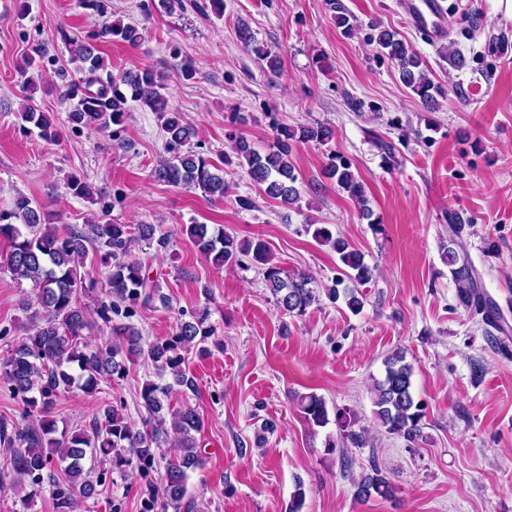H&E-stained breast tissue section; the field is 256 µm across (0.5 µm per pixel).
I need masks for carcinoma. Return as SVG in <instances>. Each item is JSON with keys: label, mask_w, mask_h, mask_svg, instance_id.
<instances>
[{"label": "carcinoma", "mask_w": 512, "mask_h": 512, "mask_svg": "<svg viewBox=\"0 0 512 512\" xmlns=\"http://www.w3.org/2000/svg\"><path fill=\"white\" fill-rule=\"evenodd\" d=\"M116 38L133 48L144 44L143 28L136 24L104 20L95 33L69 42L70 62L82 77L70 85L67 99L75 104L67 113L72 127H87L107 131L123 126L129 116L128 102H137L158 114L164 132L163 158L153 169L155 181L171 186H183L201 192L209 199H221L227 191L224 168L193 150L192 141L198 129L185 121L169 105L162 93L164 84L159 72L152 66L122 76L101 79L98 72L105 70L96 41ZM244 48L266 62L275 74L279 60L254 44L250 32L239 31ZM382 54L395 61L404 85L429 109L438 106L445 97V89L432 82L422 68V60L411 47L389 29L378 31L371 38ZM28 97L18 117L21 124H29L40 131L42 137H58L52 118L31 104ZM276 146L261 154L251 143L236 134L231 140L238 165L247 168L251 180L268 197L283 206L294 205L300 196L298 176L290 162L292 144L297 142L329 141L332 130L323 125L298 128L274 125ZM330 178L339 189L358 205L362 216H372L367 207L364 187L349 162L340 154L331 157L327 168ZM312 237L330 246L346 267L343 277L333 281L329 288L318 291L312 287L314 278L304 272L292 274L272 263L267 244L262 240H242L208 224H187L182 231L197 250L212 258L214 264L251 258L259 267L277 308L290 316H303L308 308L319 302L320 294L335 302L344 298L349 310L358 313L363 308L359 288L373 278V268L364 255L350 243L333 235L324 225H306ZM460 222L448 224V242L441 245L442 260L456 287L459 303L482 322L497 332L493 337L501 345L499 335L506 334V319L499 305L482 289L477 270L466 251ZM0 240L7 242L8 250L0 256L5 266L18 280H27L34 291V299L22 303L25 314V336L14 342L0 357V381L7 383L13 395L20 399L26 413L36 415L37 425L13 428L4 434L11 451L10 466L19 486L30 482L33 490L21 499L23 505L38 493L43 478L54 487L56 512H77L80 504L100 495L102 481L85 467L86 460H108L112 470L126 475L133 463L149 462L160 448L162 435L172 429L177 435L176 453L165 466L159 489L163 512H181L187 495L189 473L205 466L206 460L197 450L195 434L201 431L202 419L189 406L174 408L169 402L174 390L191 389L193 381L183 368L185 355L214 335L208 324V313H198L190 320L181 321L173 336L149 344L142 350V336L131 324H112V315L124 309L129 315L138 306H146L160 294L157 279H150L145 265L132 257L136 242L156 245L158 251L168 249L169 238L156 236L152 224L104 223L86 224L84 227H60L51 223V215L35 200L18 193L5 207H0ZM107 268L108 301L100 302L96 314L110 334L118 338L92 346L85 332L92 328L88 309L82 297L95 286L87 270L89 254ZM146 354L154 370V378L145 381L140 399L148 410L149 420L141 431L133 430L120 410L105 404L100 407L90 430H58L51 415L55 398L62 392L77 389L88 397L100 393L102 382L121 378L128 371L127 363ZM384 371L372 379L370 391L375 406L376 426L389 435L414 444L422 438L424 404L415 398L412 388V368L405 362L402 351L388 354ZM298 405L310 426L324 427L329 423L325 399L315 393L301 395ZM336 425L340 431L342 447L364 448L369 442L368 429L356 426L357 420L347 412L336 410ZM354 496L367 501L370 498L390 499L396 486L376 464L371 472L361 475L354 483Z\"/></svg>", "instance_id": "obj_1"}]
</instances>
